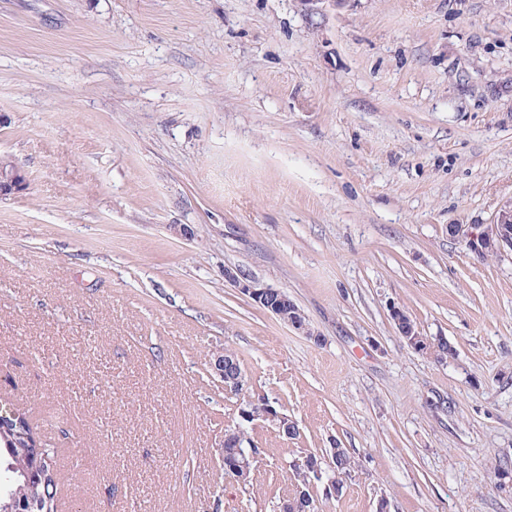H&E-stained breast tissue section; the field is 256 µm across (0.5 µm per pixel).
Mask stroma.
<instances>
[{
  "label": "stroma",
  "mask_w": 512,
  "mask_h": 512,
  "mask_svg": "<svg viewBox=\"0 0 512 512\" xmlns=\"http://www.w3.org/2000/svg\"><path fill=\"white\" fill-rule=\"evenodd\" d=\"M1 159L0 403L57 449V512H279L333 448L318 512H512V255L448 234L512 202V0H0ZM261 398L300 435L255 420L241 483ZM27 180L23 173L14 165L9 164L6 169L5 164L0 168V198L14 196L26 189ZM224 280L240 288L258 306L270 312L280 321L299 332L309 334L305 317L297 305L288 298L285 291L271 287L261 288L252 282H246L237 268L229 266L224 269ZM392 319L394 320L397 329L401 336H416L414 339L408 340L413 349L422 355L435 356L436 343L431 338L421 336L418 331L415 330V326L409 321V318L399 308L392 309ZM453 354L452 347L448 345V342H440L436 350L437 359L443 360ZM225 366L229 369H225ZM211 368L224 382V388L231 392H238L242 390L244 384V374L239 370L232 371L229 361L225 360V354L221 353L214 356L211 362ZM230 383V385L228 384ZM230 387V388H229ZM240 438H241V432H240V427L238 426V424L235 427H228V430H226V432L224 430V444H225L226 440L229 439V440H232L231 444L233 445V448H232V446H230L228 443L225 444L224 456L226 458H228L230 456L235 455V450H236V448H238L237 457H235L229 461L224 460V474L235 478L239 482H242L241 478H238L234 474V472L246 470L248 468V466L250 465V461L258 458L259 455L256 454V452L257 451L259 452V449L256 448V446H254L252 443L241 442ZM239 448H247V449L241 450ZM257 462H259V460H255L252 463L251 468ZM324 462H326V464L328 465V470L332 471V469L336 468V473L338 475L350 472V470L353 469V466L355 465L353 457L351 456L350 452L345 448H336V456L335 460L333 461L334 464L331 463V461L327 462L326 460H323L320 457H310V455L304 457L301 461H297L295 464L306 469L307 472L313 473L318 480H321L327 473L326 469L323 467ZM299 466L295 474L297 484L304 487V482L310 483L307 485L306 490L297 489L296 492H293V494L289 498L283 500V502H281L280 504V512L316 511L315 500L310 494V501H308V493H311L313 481H310V478H307L305 476V470ZM308 503L309 510L307 509L306 506Z\"/></svg>",
  "instance_id": "35a3bbf8"
}]
</instances>
